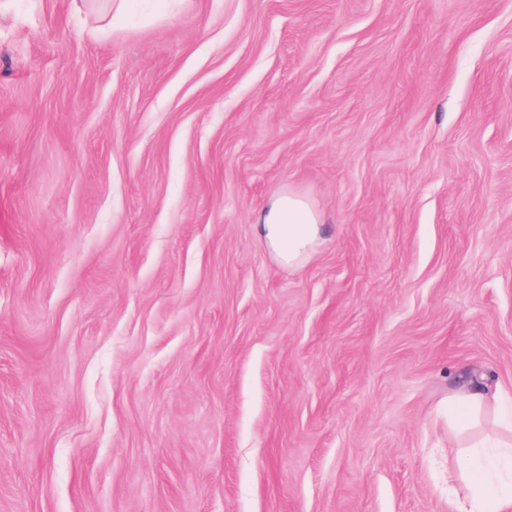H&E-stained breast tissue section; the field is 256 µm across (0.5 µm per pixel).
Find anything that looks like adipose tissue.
Masks as SVG:
<instances>
[{
    "instance_id": "obj_1",
    "label": "adipose tissue",
    "mask_w": 512,
    "mask_h": 512,
    "mask_svg": "<svg viewBox=\"0 0 512 512\" xmlns=\"http://www.w3.org/2000/svg\"><path fill=\"white\" fill-rule=\"evenodd\" d=\"M322 216L303 195L289 189L272 195L256 217V231L271 255L281 264L305 262L314 251L321 233ZM498 403L497 393L474 383L448 396L449 408L465 412V426L477 423L485 410ZM506 436L491 451L492 458L479 465L475 454L480 442L457 446V468L448 474V503L452 512H512V417L500 418ZM466 483L460 493L458 483Z\"/></svg>"
}]
</instances>
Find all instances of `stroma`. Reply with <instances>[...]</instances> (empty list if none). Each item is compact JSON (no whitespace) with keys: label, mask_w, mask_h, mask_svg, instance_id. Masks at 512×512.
I'll return each mask as SVG.
<instances>
[{"label":"stroma","mask_w":512,"mask_h":512,"mask_svg":"<svg viewBox=\"0 0 512 512\" xmlns=\"http://www.w3.org/2000/svg\"><path fill=\"white\" fill-rule=\"evenodd\" d=\"M476 372L512 403V0H0V512H448ZM321 214L303 195L283 189L261 206L256 231L271 255L281 264L293 266L305 262L320 237Z\"/></svg>","instance_id":"stroma-1"}]
</instances>
